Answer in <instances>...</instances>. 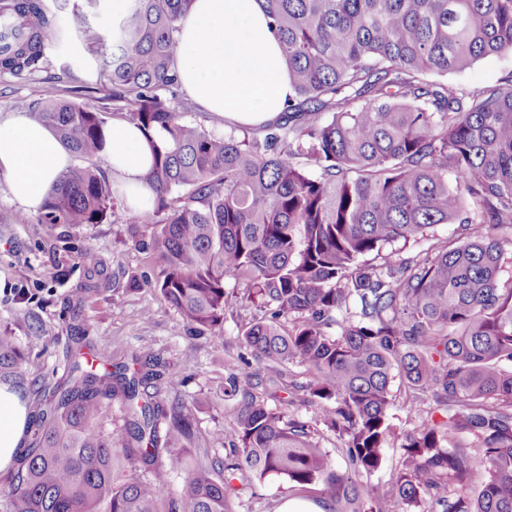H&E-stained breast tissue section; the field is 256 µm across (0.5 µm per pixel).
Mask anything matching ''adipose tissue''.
I'll use <instances>...</instances> for the list:
<instances>
[{
	"instance_id": "obj_1",
	"label": "adipose tissue",
	"mask_w": 512,
	"mask_h": 512,
	"mask_svg": "<svg viewBox=\"0 0 512 512\" xmlns=\"http://www.w3.org/2000/svg\"><path fill=\"white\" fill-rule=\"evenodd\" d=\"M176 65L184 93L228 123L256 127L271 121L293 94L282 46L259 0H192L181 22ZM103 155L127 205L144 211L152 198L146 176L153 155L142 132L113 121ZM70 161L52 131L25 113L0 122V171L23 212L40 208ZM28 425L26 403L0 385V473L18 458Z\"/></svg>"
}]
</instances>
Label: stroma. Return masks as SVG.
Wrapping results in <instances>:
<instances>
[{"instance_id": "35a3bbf8", "label": "stroma", "mask_w": 512, "mask_h": 512, "mask_svg": "<svg viewBox=\"0 0 512 512\" xmlns=\"http://www.w3.org/2000/svg\"><path fill=\"white\" fill-rule=\"evenodd\" d=\"M44 2L57 19L64 21L80 12L87 24L74 33V50L50 53L43 71L21 78L0 77V122L13 116V100L39 104L51 86L64 99L86 102L111 114L112 86L104 81L92 55L99 40L112 38L116 24L112 0ZM511 71L512 56H493L450 76L449 81L477 90L498 84ZM18 210L8 177L0 171V335L16 341L26 377L51 386L63 382L72 364L67 350L78 326L85 327L90 342L106 343L112 365L122 367L129 376L139 368L142 346H150L165 378L159 387V404L166 409L179 404L191 421V433L182 440V447L203 461L225 459L230 439L225 411L236 402L226 391L227 379L249 357L244 333L261 315L246 285L227 279L229 304L223 323L215 328L194 326L163 301L156 284L163 278L164 262L137 245L138 240L149 238L151 228L127 223L125 203H118L107 222L78 227L20 224L15 220ZM84 247L94 250L100 271L99 288L86 294L79 291L86 269L77 258ZM252 370L259 379L253 394L261 404L314 420L319 407L311 400V376L305 368L291 364L274 369L256 363ZM171 377L179 379L177 388L167 387ZM392 390L391 432L380 467L358 475L365 486L389 483L400 464L403 439L419 425L421 416L439 422L448 415L447 407L430 400L420 411H412L406 387L396 381ZM231 488V512H277L286 499L321 501L316 487L299 492L282 478L262 483L239 478Z\"/></svg>"}]
</instances>
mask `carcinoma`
<instances>
[{
    "mask_svg": "<svg viewBox=\"0 0 512 512\" xmlns=\"http://www.w3.org/2000/svg\"><path fill=\"white\" fill-rule=\"evenodd\" d=\"M191 2L132 0L101 55L112 111L153 151L152 244L165 263L157 288L206 328L224 322L226 279L246 281L266 312L245 331L247 347L259 361L313 372L321 411L310 424L269 410L232 379L231 458L172 454L170 469L186 479L177 500L169 469L154 466L163 410L146 393L159 378L153 352L142 348L130 378L75 361L50 391L29 383L36 429L11 476L10 512H230L237 475L317 485L327 512H394V500L416 503L448 481L457 489L440 499L442 512H512V283L500 281L496 237L512 229V74L479 90L448 82L512 55V0H262L294 97L276 119L221 135L186 121L191 105L176 94L177 33ZM27 13L43 30L0 54V72L30 73L70 39L41 0H5L0 28ZM33 117L82 161L59 174L37 221L104 223L114 196L96 167L103 112L52 91ZM453 223L464 225L461 240L399 258L397 245ZM371 254L384 263L362 261ZM397 376L414 410L430 396L454 412L406 436L390 486L365 487L333 469L315 427L344 441L353 472L377 469ZM23 382L19 349L0 336V384ZM117 395L132 413L120 446L100 430ZM190 427L173 407L170 441ZM465 432L482 440L480 455L450 449ZM120 455L153 467L151 477L114 484ZM475 468L488 480L471 497Z\"/></svg>",
    "mask_w": 512,
    "mask_h": 512,
    "instance_id": "carcinoma-1",
    "label": "carcinoma"
}]
</instances>
